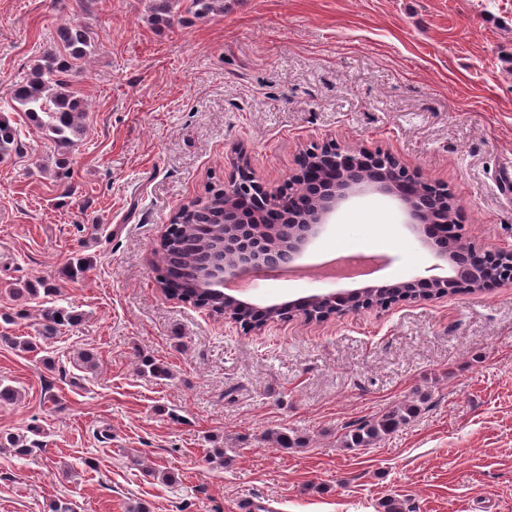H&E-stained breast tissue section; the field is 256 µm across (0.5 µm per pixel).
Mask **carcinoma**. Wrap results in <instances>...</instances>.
Listing matches in <instances>:
<instances>
[{
  "instance_id": "carcinoma-1",
  "label": "carcinoma",
  "mask_w": 512,
  "mask_h": 512,
  "mask_svg": "<svg viewBox=\"0 0 512 512\" xmlns=\"http://www.w3.org/2000/svg\"><path fill=\"white\" fill-rule=\"evenodd\" d=\"M179 0H153L150 21L154 25L168 24L174 17ZM189 10L197 17H207L224 11V0H190ZM60 50L44 55L33 65L26 78L11 90L9 108L25 112L29 118L60 149L77 145L76 137L83 133L84 110L73 90L69 76L78 64L90 54L91 37L80 25H65L57 31ZM19 131L10 119L0 113V161L18 150ZM224 196L218 194L207 203L193 208L192 214L170 231V241L162 248L158 271L162 281L177 287V295L196 304L211 307L224 305L219 298H207L195 291V273L202 253L221 239ZM488 273L497 276L506 270L512 273V256L499 255L496 262H482ZM44 330L53 332L59 326L74 325L80 318L63 308L44 311ZM419 406L403 403L381 416L366 420L347 431L342 445L350 450L370 448L398 428L409 423L418 413ZM273 442L284 450L300 448L303 439L293 428H282L268 433Z\"/></svg>"
}]
</instances>
